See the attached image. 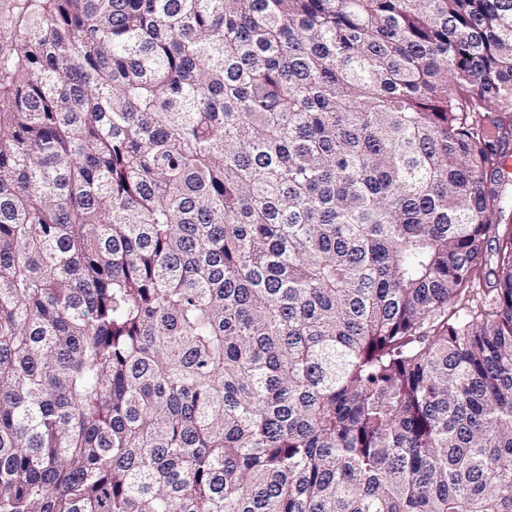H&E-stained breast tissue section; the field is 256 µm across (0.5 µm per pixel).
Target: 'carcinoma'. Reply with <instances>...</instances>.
Wrapping results in <instances>:
<instances>
[{"label": "carcinoma", "instance_id": "carcinoma-1", "mask_svg": "<svg viewBox=\"0 0 512 512\" xmlns=\"http://www.w3.org/2000/svg\"><path fill=\"white\" fill-rule=\"evenodd\" d=\"M21 12L0 512H512V0Z\"/></svg>", "mask_w": 512, "mask_h": 512}]
</instances>
